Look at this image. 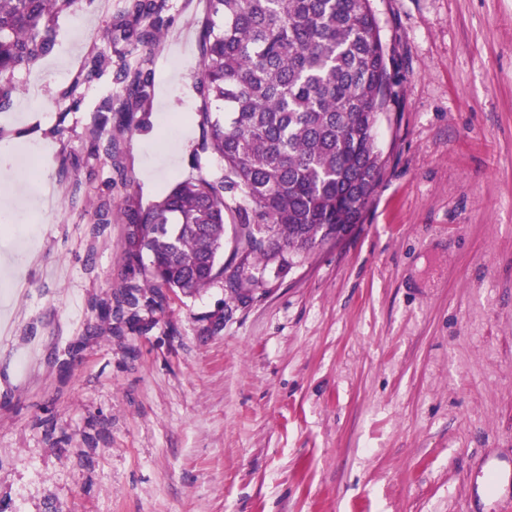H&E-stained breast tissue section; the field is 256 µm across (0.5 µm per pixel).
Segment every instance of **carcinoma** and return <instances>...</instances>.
<instances>
[{
	"mask_svg": "<svg viewBox=\"0 0 512 512\" xmlns=\"http://www.w3.org/2000/svg\"><path fill=\"white\" fill-rule=\"evenodd\" d=\"M197 19L206 81L195 111L196 154L224 160V175L172 186L143 207L121 208L125 260L144 275L129 281L124 302L142 288L191 296L224 275V247L239 266L249 258L300 259L356 224L383 160L377 125L396 100L371 0H207ZM76 0H0V109L12 77L54 51L56 21ZM164 0H131L126 38L150 44ZM146 25H141V22ZM151 74L130 77L120 118L146 109ZM224 101V117L211 112ZM232 219V236L226 221Z\"/></svg>",
	"mask_w": 512,
	"mask_h": 512,
	"instance_id": "cac0c4a2",
	"label": "carcinoma"
}]
</instances>
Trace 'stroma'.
<instances>
[{"label": "stroma", "mask_w": 512, "mask_h": 512, "mask_svg": "<svg viewBox=\"0 0 512 512\" xmlns=\"http://www.w3.org/2000/svg\"><path fill=\"white\" fill-rule=\"evenodd\" d=\"M372 7L399 98L360 223L158 306L114 309L117 210L224 172L195 154L205 0L149 45L129 0H78L15 73L0 144L42 163L0 216V512H500L468 478L512 455V0ZM126 70L148 111L97 128Z\"/></svg>", "instance_id": "stroma-1"}]
</instances>
